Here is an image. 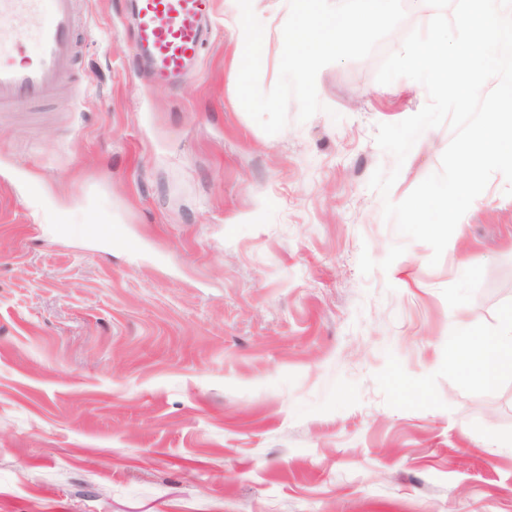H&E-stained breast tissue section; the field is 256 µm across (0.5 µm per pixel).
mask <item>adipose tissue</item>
Instances as JSON below:
<instances>
[{"label": "adipose tissue", "mask_w": 512, "mask_h": 512, "mask_svg": "<svg viewBox=\"0 0 512 512\" xmlns=\"http://www.w3.org/2000/svg\"><path fill=\"white\" fill-rule=\"evenodd\" d=\"M468 340L463 350L448 356L449 364L469 379L489 385L505 375L512 376V309L507 310L497 328L488 335L469 337L468 327H461Z\"/></svg>", "instance_id": "obj_1"}]
</instances>
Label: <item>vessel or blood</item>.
<instances>
[{"mask_svg": "<svg viewBox=\"0 0 512 512\" xmlns=\"http://www.w3.org/2000/svg\"><path fill=\"white\" fill-rule=\"evenodd\" d=\"M212 0H133L137 43L155 81L168 83L197 61ZM29 20L25 35L9 25ZM74 0H0V112L34 105L70 81L75 57ZM38 50L25 58L26 40Z\"/></svg>", "mask_w": 512, "mask_h": 512, "instance_id": "vessel-or-blood-1", "label": "vessel or blood"}]
</instances>
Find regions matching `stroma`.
<instances>
[{
  "mask_svg": "<svg viewBox=\"0 0 512 512\" xmlns=\"http://www.w3.org/2000/svg\"><path fill=\"white\" fill-rule=\"evenodd\" d=\"M323 67V111L266 134L237 96L236 0H214L179 82L140 67L128 0H76V76L0 112V512H512V376L448 364L512 306V196L494 174L437 266L368 183L403 200L453 132L403 166L375 141L428 101ZM260 84L288 0H253ZM98 232H91L90 223Z\"/></svg>",
  "mask_w": 512,
  "mask_h": 512,
  "instance_id": "obj_1",
  "label": "stroma"
}]
</instances>
